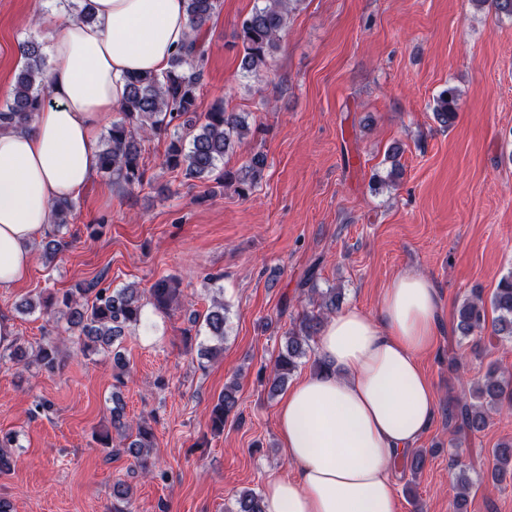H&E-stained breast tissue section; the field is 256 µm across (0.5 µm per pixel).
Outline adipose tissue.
Segmentation results:
<instances>
[{
  "instance_id": "ef3b65f1",
  "label": "adipose tissue",
  "mask_w": 512,
  "mask_h": 512,
  "mask_svg": "<svg viewBox=\"0 0 512 512\" xmlns=\"http://www.w3.org/2000/svg\"><path fill=\"white\" fill-rule=\"evenodd\" d=\"M95 19L48 34V106L0 131V288L25 281L30 245L97 169V139L135 72L161 73L189 32L185 0H91ZM440 333L439 291L405 272L377 314L346 309L318 338L332 374L300 379L277 407L290 472L264 488L266 512H396L395 465L438 413L422 368Z\"/></svg>"
}]
</instances>
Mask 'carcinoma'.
<instances>
[{"instance_id":"1","label":"carcinoma","mask_w":512,"mask_h":512,"mask_svg":"<svg viewBox=\"0 0 512 512\" xmlns=\"http://www.w3.org/2000/svg\"><path fill=\"white\" fill-rule=\"evenodd\" d=\"M300 0H262L240 23L238 38L242 44L241 67L247 73L258 74L268 68L269 60L278 49L282 34ZM476 7L491 4L501 18L512 20V0H471ZM220 0H186V13L190 27L184 44L172 55L168 68L162 74L142 73L127 78L126 95L119 105L120 118L103 138L99 150L98 172L128 190L142 187L148 182L142 154V142L151 136L174 129L164 154L165 167L184 178L209 180L218 186L231 188L246 196L263 179L267 166L261 152L252 154L240 167H224V157L233 152L237 143L250 133L245 118L238 112H229L223 105H215L207 112L197 111L198 91L204 75V50L202 33L207 23L217 13ZM21 68L13 85L11 96L0 109V127H23L29 124L45 102L44 89L49 66L43 44L29 38L19 45ZM459 91L455 87L443 90L434 100L435 119L443 126H450L457 117ZM75 203L71 199L58 201L52 206L54 230L45 237L44 252L54 258L71 246L59 235V228L70 223ZM316 309L299 315V323L288 331L284 348L275 359L270 374H261L269 393L280 392L290 375L311 349L325 319L336 312L341 302L338 288L307 289ZM180 293L178 282L163 278L151 288V299L145 302L135 288L77 287L61 294L52 293L46 300L25 302L29 311L41 309L43 313L61 315L67 329L77 335L80 351L88 356L101 351H112L117 380H122L126 362L120 350L121 338L126 331L141 327L148 331L153 324L145 321V309L150 305L164 312ZM492 310L493 318L487 317ZM224 303L214 302L203 319L206 335L217 341L202 350L206 357L221 353L224 342ZM491 329V335L500 341H512V272L503 276L495 288L490 304H485L477 290L465 298L457 309L456 330L467 338ZM9 360L16 364H34L54 372L62 364L58 344L47 340L30 351L16 344L10 348ZM239 388L231 382L224 386L211 411V430H224V422L238 414ZM512 400V379L491 368L484 378L469 390L467 399L448 401V430L466 437L484 431L489 424L486 407L498 408L503 400ZM112 428L120 436L119 444L128 449L148 472L147 457L152 448L153 432L148 421H142L134 434H127L129 425L124 422V408L119 396L112 395ZM14 434L0 433V473H9L16 459L5 452L16 446ZM492 482L499 484L506 475H512V442L501 443L494 449ZM470 483L464 472L455 477L456 496L453 512H464ZM130 488L122 482L112 487V512H126L119 506L129 501ZM230 512H265L262 497L252 489H245L235 498Z\"/></svg>"}]
</instances>
